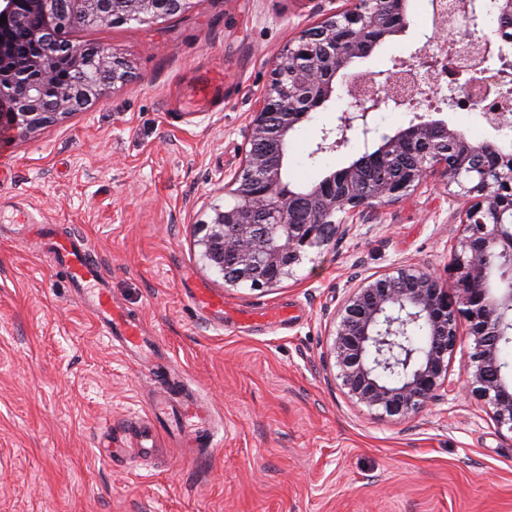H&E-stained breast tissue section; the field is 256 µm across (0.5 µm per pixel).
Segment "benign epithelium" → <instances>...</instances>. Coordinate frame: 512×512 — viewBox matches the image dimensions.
Instances as JSON below:
<instances>
[{
    "label": "benign epithelium",
    "mask_w": 512,
    "mask_h": 512,
    "mask_svg": "<svg viewBox=\"0 0 512 512\" xmlns=\"http://www.w3.org/2000/svg\"><path fill=\"white\" fill-rule=\"evenodd\" d=\"M114 0H0V127L26 137L101 100L105 80L64 85L58 74L79 69L84 46L64 31L114 20ZM192 0H126L119 21L155 23L165 6L179 11ZM407 0H352L350 8L325 18L288 42L271 72L269 88L256 100L250 149L227 184L233 203L215 207L202 224L203 258L232 286L271 288L293 273L314 250L331 244L340 226L378 203L397 202L433 171L472 200L454 249L453 285L444 287L426 270L409 264L363 279L350 289L334 314L329 354L336 378L349 398L383 414L409 418L423 404L448 391V367L460 320L469 323L473 351L464 364L468 390L487 406L499 426L512 432V380L503 373L499 344L512 333V153L493 141L472 144L443 120H421L395 134L377 135L371 112L381 103L399 108L430 101L437 92L434 54L420 57L419 74L399 66L378 73L347 74L357 58L406 24ZM477 10L476 0H458L443 10L435 0L434 36L427 46L448 52L457 70L448 104L479 99L489 88L491 44L472 62L463 42L450 39ZM24 34L21 43L13 35ZM93 54L112 82L129 77L125 64L108 50ZM343 75L349 102L337 125L323 130L313 154L348 146L355 137L362 155L308 190L295 191L283 179L288 136L310 119ZM467 75L464 83L459 77ZM494 128H512V105L484 112ZM412 153L420 160L394 180L363 182L362 171L380 161ZM504 287L493 292L492 276ZM420 327L425 343L412 348L399 337Z\"/></svg>",
    "instance_id": "1"
}]
</instances>
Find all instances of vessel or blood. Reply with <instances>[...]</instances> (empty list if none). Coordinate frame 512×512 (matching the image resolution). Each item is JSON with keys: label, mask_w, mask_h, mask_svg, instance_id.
<instances>
[{"label": "vessel or blood", "mask_w": 512, "mask_h": 512, "mask_svg": "<svg viewBox=\"0 0 512 512\" xmlns=\"http://www.w3.org/2000/svg\"><path fill=\"white\" fill-rule=\"evenodd\" d=\"M192 95L203 104L222 106V73H213L198 83ZM53 247L58 263L65 268L76 294L92 314L100 335L138 352L140 368L154 377H161L156 343L141 336L138 323L114 305L110 290L104 286L101 266L96 257L75 236L60 238ZM150 413L157 426L140 434L138 445L145 450L157 447L159 432L163 429L170 430L176 436H191L199 444L209 442L212 437V416L196 399H183L173 407L169 405L166 395L161 393L155 396Z\"/></svg>", "instance_id": "b4317fda"}]
</instances>
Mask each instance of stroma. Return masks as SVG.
Masks as SVG:
<instances>
[{
  "label": "stroma",
  "instance_id": "35a3bbf8",
  "mask_svg": "<svg viewBox=\"0 0 512 512\" xmlns=\"http://www.w3.org/2000/svg\"><path fill=\"white\" fill-rule=\"evenodd\" d=\"M348 0H195L166 23L76 30L77 41L122 57L131 77L68 118L6 144L0 170V512H512V432L465 388L474 341L460 328L447 399L414 417L378 416L341 389L327 352L331 317L359 280L402 265L451 285L452 246L469 200L432 173L412 195L357 213L333 244L308 254L277 286L225 283L202 256L201 226L230 200L255 100L277 54ZM353 73L417 65L433 32L427 0ZM224 105L174 100L209 71ZM348 102L343 86L294 133L285 164L308 187L348 166L361 140L316 153ZM441 119L471 143L512 135L441 98L420 111L379 106L392 134L416 115ZM32 211L54 233L83 238L114 301L160 340L171 382L142 373L132 353L100 337L43 241L13 222ZM223 296L203 313L191 293ZM296 309L288 326L238 315ZM199 396L217 426L211 445L112 458L130 445L159 390Z\"/></svg>",
  "mask_w": 512,
  "mask_h": 512
}]
</instances>
